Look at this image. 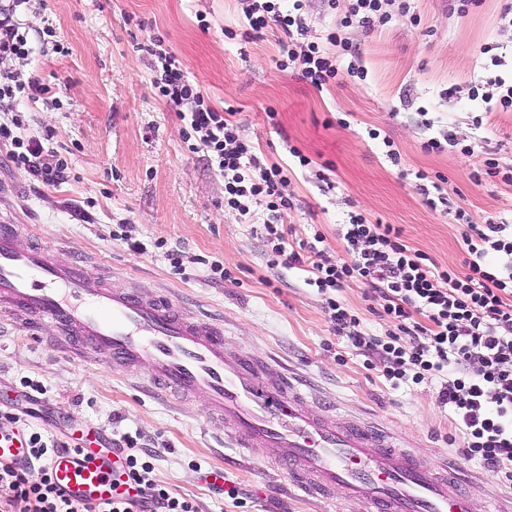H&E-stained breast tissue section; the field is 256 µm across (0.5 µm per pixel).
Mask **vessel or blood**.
<instances>
[{"instance_id": "vessel-or-blood-1", "label": "vessel or blood", "mask_w": 512, "mask_h": 512, "mask_svg": "<svg viewBox=\"0 0 512 512\" xmlns=\"http://www.w3.org/2000/svg\"><path fill=\"white\" fill-rule=\"evenodd\" d=\"M21 237L19 226L0 225V308L21 314L30 331L53 326L49 345L109 352L114 364L140 368L169 397L204 393L231 447L265 449L310 495L331 492L337 504L357 501L364 512H471L457 480L399 449L386 433L317 415L290 378L264 380L260 357L229 355L223 325L184 312L164 295L106 287L87 268L59 263L52 249L21 245ZM24 441L18 429L0 435V460L22 461ZM114 460L90 430L80 453L57 454L51 469L68 498L95 504L112 498Z\"/></svg>"}]
</instances>
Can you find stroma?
Listing matches in <instances>:
<instances>
[{
  "mask_svg": "<svg viewBox=\"0 0 512 512\" xmlns=\"http://www.w3.org/2000/svg\"><path fill=\"white\" fill-rule=\"evenodd\" d=\"M246 0H43L24 21L52 27L65 54L36 53L32 68L63 79L59 105L0 100V119L25 115L30 133L51 132L72 178L46 187L24 171L0 163V219L24 227L27 236L58 247L60 262H79L116 285L150 297L158 289L189 312L224 323L230 350L264 358L306 385V401L319 415L356 420L389 432L395 442L469 482L473 512L490 495L512 493L477 463L465 459L447 410L433 385L391 388L367 370L363 356L334 335L306 274L269 266L262 238L263 206L248 214L225 208L224 179L199 154L190 153L176 112L152 84L147 45L161 38L206 91L217 110L232 109L241 135L270 162L290 166L284 193L293 203L286 218L295 240L321 232L329 257L345 254L337 226L349 212L371 222L395 224L409 245L438 265L461 268L462 228L452 216L425 203L409 178L421 170L446 177L455 206L472 223L489 217L512 223V186L497 179L474 180L477 160L448 148L425 153L419 109L435 130L458 139H481L484 152L512 165V112L492 114L475 126L481 109L468 99H446L451 85L477 83L488 75L482 49L512 42L500 15L512 0H484L465 16L450 12L448 0H416L420 23L396 16L373 33L350 31L368 71L366 81L342 80L318 90L294 71L277 67L282 44L271 29L251 40L225 37L240 30ZM378 129L401 154L400 166L383 158L366 135ZM311 164L293 166L289 147ZM130 224L147 247L130 251L113 239ZM166 241V249L156 241ZM180 249L182 271L167 256ZM231 273L212 279L209 262ZM20 319L0 313V408L35 381L72 429L140 431L161 454L157 479L194 500L197 512H336L328 498L287 499L286 469L258 448L242 458L224 445V431L208 415L204 395L176 406L144 392L133 372L109 355L81 356L51 349L24 336ZM220 468L238 486L245 507L203 481Z\"/></svg>",
  "mask_w": 512,
  "mask_h": 512,
  "instance_id": "1",
  "label": "stroma"
}]
</instances>
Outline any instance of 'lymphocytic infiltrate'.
Wrapping results in <instances>:
<instances>
[{"instance_id": "f902f5d3", "label": "lymphocytic infiltrate", "mask_w": 512, "mask_h": 512, "mask_svg": "<svg viewBox=\"0 0 512 512\" xmlns=\"http://www.w3.org/2000/svg\"><path fill=\"white\" fill-rule=\"evenodd\" d=\"M33 0H0V59H15L18 69L0 81V98L31 103L57 99L58 82L28 68L36 46H47L52 29L35 32L22 26L21 16ZM411 0H348L344 13L325 42H302L306 33L304 0H252L246 24L254 36L276 28L286 37L280 70L298 72L316 89L350 77L366 80L360 53L344 30L379 29L393 15L405 16ZM153 84L158 96L174 107L184 124L191 153L203 154L224 178V205L243 209L251 201L265 206L269 218L263 237L271 264L287 260L306 272V285L316 288L334 333L347 347L366 357L392 387L430 383L462 433V454L500 479L512 482V225L491 218L472 224L464 209L453 219L463 225L466 257L463 270L442 267L423 251L412 249L393 224H374L360 213H349L340 236L350 246L348 257L331 261L324 255L322 233L291 243L284 218L292 202L282 188L288 170L269 164L239 135L229 113L215 109L199 85L192 83L175 54L161 39L148 46ZM467 95L486 111L512 112V83L501 77L467 86L453 85L448 97ZM21 116L0 122V147L8 162L33 180L57 186L68 178V163L43 138L26 134ZM363 285L368 298L379 302L391 325L386 336L370 332L342 302L345 286ZM24 463L0 461V485L11 491L0 498V512H196L183 496L173 495L155 477L159 456L141 432L113 437L123 456L130 496L96 506L71 502L54 483L53 455L71 449L70 441L28 435Z\"/></svg>"}]
</instances>
